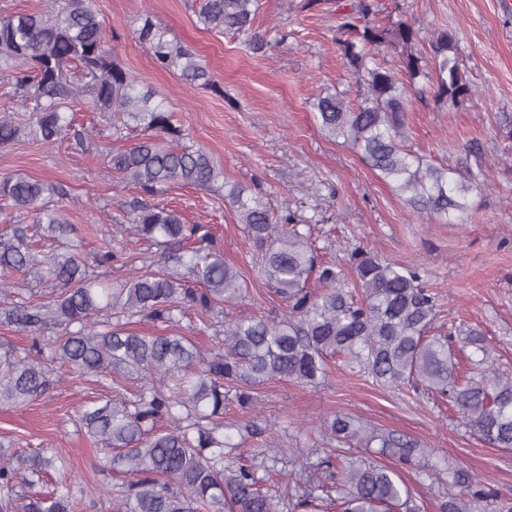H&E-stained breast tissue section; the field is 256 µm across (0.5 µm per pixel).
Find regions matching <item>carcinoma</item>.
<instances>
[{
  "label": "carcinoma",
  "instance_id": "obj_1",
  "mask_svg": "<svg viewBox=\"0 0 512 512\" xmlns=\"http://www.w3.org/2000/svg\"><path fill=\"white\" fill-rule=\"evenodd\" d=\"M45 11L0 16V73L11 77L36 120L29 126L0 115V145L24 135L44 144L63 138L83 143L68 110L81 95L98 112L112 115V135L134 126L140 137L111 156L121 179L153 195L171 185L210 188L224 177L201 148L169 146L183 139L180 127L155 93L114 58L98 18L95 0H48ZM258 0H206L198 14L205 29L233 30L247 37L254 54L268 41L253 31ZM372 0H357L339 14L337 43L347 68L364 98L356 107L340 94L316 99L313 109L320 129L341 138L413 210L448 219L469 209L468 194L480 188L485 170L479 145L469 143L456 167L437 166L405 148L407 112L412 96L429 91L434 100L457 109L472 96L460 66L457 33L440 29L430 39L431 56L415 53L420 29L402 17L385 26L373 23ZM138 41L154 64L182 79L219 90L210 72L189 46L167 38L149 17L135 29ZM400 50L404 77L373 63L382 47ZM81 70L75 85L70 67ZM425 86L418 87L419 82ZM58 189L25 176L0 180V200L43 225L44 233L64 238L70 228L49 206ZM224 200L261 253V271L269 285L288 303L278 321L249 317L230 322L222 347L203 356L186 336L141 335L119 326L98 328L96 315L117 309L162 323H175L184 309L208 317L242 291L241 275L174 210L134 201L126 215L130 230L171 255L186 271L145 270L121 288L96 282L71 250L39 255L28 226L16 224L0 236V274L24 272L58 286L46 301L20 299L5 319L21 331L45 332L54 325H78L61 340L36 337L27 350L0 349V406H19L49 389L53 368L38 358L45 348L70 373L134 376L149 380L133 399H108L86 410L81 424L89 436L104 443L103 467L132 475L118 512H320L318 505L335 504L340 512H418L408 487L397 472L374 462L334 463L327 454L300 464L286 494L263 488L260 473L278 459L266 448L254 449L253 464L233 460L232 436L224 425V403L234 393L238 405H253L252 389L271 378L317 385L326 374V358L345 353L383 386L414 382L447 394L467 424L486 443L512 448V378L490 368L491 351L481 333L470 332L468 344L477 358L473 371L458 380L452 333L432 336L438 297L423 285L417 266L402 265L370 251L352 254L357 299L338 265L322 262L287 213L273 218L263 197L246 185L224 187ZM324 285L320 293L305 288L312 273ZM166 419L168 426L156 430ZM325 436L338 448L378 444L380 453L409 463L422 449L403 435L365 427L338 414L327 423ZM59 476L53 492L33 487L49 472ZM31 489L29 494L18 488ZM84 489H75L67 461L43 454L25 460V468L0 462V512H80ZM512 512V499L501 498L484 485L468 484L466 495H451L443 512Z\"/></svg>",
  "mask_w": 512,
  "mask_h": 512
}]
</instances>
